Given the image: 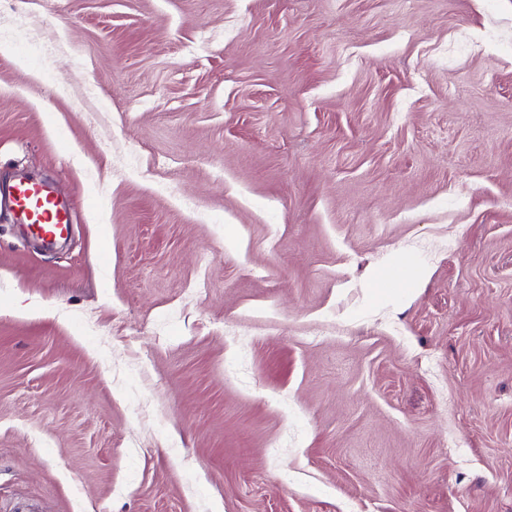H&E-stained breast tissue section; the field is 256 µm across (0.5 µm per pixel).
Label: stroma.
<instances>
[{
	"mask_svg": "<svg viewBox=\"0 0 512 512\" xmlns=\"http://www.w3.org/2000/svg\"><path fill=\"white\" fill-rule=\"evenodd\" d=\"M0 512H512V0H0ZM1 207L10 209L17 224L48 244L61 238L70 223V212L56 192L33 178L0 182Z\"/></svg>",
	"mask_w": 512,
	"mask_h": 512,
	"instance_id": "35a3bbf8",
	"label": "stroma"
}]
</instances>
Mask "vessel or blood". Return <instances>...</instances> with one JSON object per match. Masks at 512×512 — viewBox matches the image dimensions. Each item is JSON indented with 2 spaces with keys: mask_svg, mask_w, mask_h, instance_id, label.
I'll return each instance as SVG.
<instances>
[{
  "mask_svg": "<svg viewBox=\"0 0 512 512\" xmlns=\"http://www.w3.org/2000/svg\"><path fill=\"white\" fill-rule=\"evenodd\" d=\"M1 207L10 209L16 223L32 236L49 244L64 235L70 222V212L56 192L33 178L0 182Z\"/></svg>",
  "mask_w": 512,
  "mask_h": 512,
  "instance_id": "obj_1",
  "label": "vessel or blood"
}]
</instances>
